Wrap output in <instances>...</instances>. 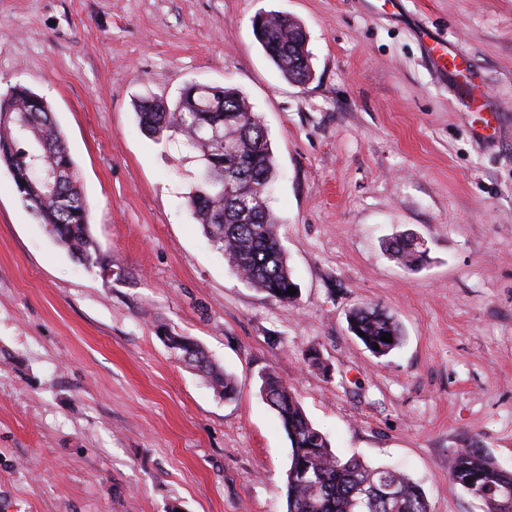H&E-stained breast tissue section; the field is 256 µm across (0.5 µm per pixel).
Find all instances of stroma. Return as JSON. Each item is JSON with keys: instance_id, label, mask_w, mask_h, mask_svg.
Instances as JSON below:
<instances>
[{"instance_id": "1", "label": "stroma", "mask_w": 512, "mask_h": 512, "mask_svg": "<svg viewBox=\"0 0 512 512\" xmlns=\"http://www.w3.org/2000/svg\"><path fill=\"white\" fill-rule=\"evenodd\" d=\"M274 11L305 27L307 84L254 37ZM429 36L468 52L495 137ZM190 82L261 118L296 302L233 274L186 206L198 152L138 123V98ZM17 84L65 135L100 263L57 245L0 166V512H286L270 369L337 454L402 469L431 512H483L450 472L472 440L512 471V0H0V92ZM406 233L420 269L384 249ZM357 306L399 322L391 355L350 333ZM178 336L181 338V342L170 350L191 365L216 393L223 395L225 399H230L235 393L231 375L218 367L198 342L187 336Z\"/></svg>"}]
</instances>
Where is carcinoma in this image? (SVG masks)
Listing matches in <instances>:
<instances>
[{"label":"carcinoma","mask_w":512,"mask_h":512,"mask_svg":"<svg viewBox=\"0 0 512 512\" xmlns=\"http://www.w3.org/2000/svg\"><path fill=\"white\" fill-rule=\"evenodd\" d=\"M255 32L266 56L286 80L305 84L313 79L307 37L297 20L277 16ZM136 113L149 136L158 140L179 135L200 155L210 154L211 162L201 168L188 196V208L245 285L279 302L294 301L287 291L297 284L275 215L268 207L246 209L236 198L224 195V182L231 177L224 166V150L197 136L201 129H222L237 145L236 172L247 174L260 189L273 185L277 171L270 141L262 137L261 120L240 92L189 83L174 105L145 98L139 100ZM0 164L53 239L82 265H97V249L89 232L90 207L64 134L47 100L22 86L0 94ZM386 251L406 267L425 258L424 248L409 235L388 241ZM349 327L356 337L364 333L360 341L378 358L390 355L403 340L398 322L377 308L353 310ZM385 333L392 335V342L382 340ZM172 351L216 393L226 399L235 393L231 375L198 342L183 336ZM260 391L291 445L286 512H430L423 489L409 475L390 467H371L355 455L336 454L275 373L262 375ZM451 480L469 494H478L485 512H512V472L499 467L478 446L469 443L455 451ZM387 482L397 484V499L380 494Z\"/></svg>","instance_id":"1"}]
</instances>
